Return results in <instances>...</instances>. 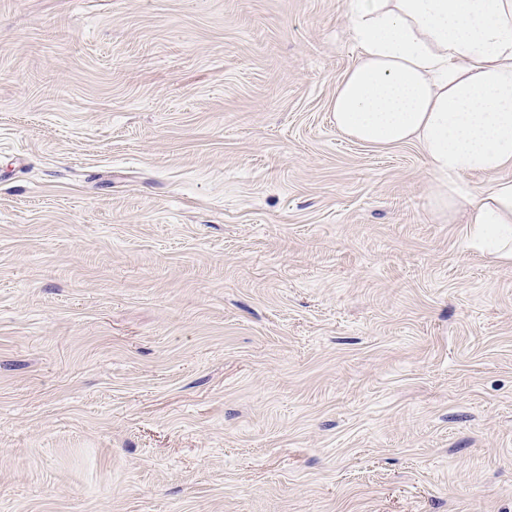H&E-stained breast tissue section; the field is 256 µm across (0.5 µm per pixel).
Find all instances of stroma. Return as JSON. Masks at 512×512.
I'll return each mask as SVG.
<instances>
[{"instance_id": "stroma-1", "label": "stroma", "mask_w": 512, "mask_h": 512, "mask_svg": "<svg viewBox=\"0 0 512 512\" xmlns=\"http://www.w3.org/2000/svg\"><path fill=\"white\" fill-rule=\"evenodd\" d=\"M345 0H0V512H512V263L341 135Z\"/></svg>"}]
</instances>
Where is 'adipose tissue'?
I'll use <instances>...</instances> for the list:
<instances>
[{
  "mask_svg": "<svg viewBox=\"0 0 512 512\" xmlns=\"http://www.w3.org/2000/svg\"><path fill=\"white\" fill-rule=\"evenodd\" d=\"M355 64L331 110L376 147L418 144L437 217L463 208L472 247L512 261V0H346ZM473 174L480 190L461 193Z\"/></svg>",
  "mask_w": 512,
  "mask_h": 512,
  "instance_id": "obj_1",
  "label": "adipose tissue"
}]
</instances>
